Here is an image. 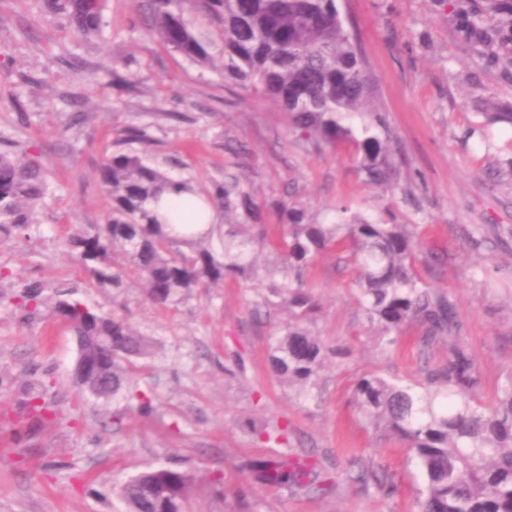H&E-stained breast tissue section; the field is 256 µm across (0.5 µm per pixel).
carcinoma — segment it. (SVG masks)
<instances>
[{
	"instance_id": "1",
	"label": "carcinoma",
	"mask_w": 512,
	"mask_h": 512,
	"mask_svg": "<svg viewBox=\"0 0 512 512\" xmlns=\"http://www.w3.org/2000/svg\"><path fill=\"white\" fill-rule=\"evenodd\" d=\"M104 0H45L48 12L64 14L79 37L96 35L103 25ZM149 30L187 59L211 64L209 43L195 22L222 32L224 79L266 98L288 115L291 130L315 151L346 143L357 171L371 185L387 186L397 174L389 142L391 130L379 102L375 80L362 52L360 36L339 0H145ZM459 31L482 36L489 25L492 57L512 55V5L489 0L486 13L457 12ZM124 143L107 155L98 183L108 200L105 222L73 232L68 244L94 288L119 291L135 275L147 298L176 304L197 288L226 279L280 276L272 296L288 306L293 324L269 343V362L278 378L308 395L330 350L302 324L318 308L305 275L329 247L351 252L357 298L389 348L409 323L424 327L423 347L456 327L455 305L435 298L414 272L416 242L410 225L371 218H347L316 224L306 211L280 202L286 232L275 247L279 262L259 270L253 260L262 230L261 206L238 179L216 184L206 194L210 206L236 217L220 250L212 231L185 239L171 234L148 207L166 187L192 189L147 156L150 136L142 127L125 130ZM139 148L132 149L130 145ZM49 174L36 159L15 157L13 139L0 132V239H27L36 226V208ZM42 283L31 281L16 295L18 304L38 311ZM79 341L76 385L98 398L115 396L137 370V359L151 343L122 317L89 308L62 291L50 307ZM482 382L461 346L419 381L373 376L361 379L355 399L363 418L385 424L405 440L424 475L420 512H512V376L497 400L479 402ZM24 412L41 418L52 413L35 386L25 391ZM255 478L274 488L321 489L326 479L308 459L270 456L252 466ZM193 476L178 467L157 464L130 477L121 488L126 512H188Z\"/></svg>"
}]
</instances>
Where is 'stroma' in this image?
<instances>
[{
    "label": "stroma",
    "mask_w": 512,
    "mask_h": 512,
    "mask_svg": "<svg viewBox=\"0 0 512 512\" xmlns=\"http://www.w3.org/2000/svg\"><path fill=\"white\" fill-rule=\"evenodd\" d=\"M136 6L107 0L101 33L80 40L42 0H0V130L51 173L35 238L0 242V512H122L120 484L155 463L195 472L190 512H230L240 491L253 512H417L422 475L411 451L364 423L354 388L370 376L420 379L454 343L469 349L483 397L512 373V127H484L480 115L487 104L512 109V63L464 37L448 0H344L394 137L392 192L362 181L349 145L306 148L277 106L225 81L220 65L165 45L136 21ZM109 66L119 81L102 78ZM130 126L147 128L152 161L200 192L231 178L248 183L263 206L259 265L275 258L279 202L323 224L345 205L412 225L417 276L455 304L457 327L426 349L415 322L397 350L386 348L357 301L346 251L328 248L306 277L319 303L307 328L332 354L306 399L268 368L269 338L290 315L256 309L267 284L228 281L167 307L134 278L117 293L92 288L66 241L103 223L98 170ZM27 280L41 281L49 302L57 287H73L76 299L155 343L131 380L150 399L149 415L122 393L79 394L73 332L47 309L32 315L15 304ZM32 382L57 416L24 417ZM248 423L287 424V444L250 435ZM278 453L318 461L327 489L251 482L247 464ZM382 472L391 493L356 479Z\"/></svg>",
    "instance_id": "obj_1"
}]
</instances>
